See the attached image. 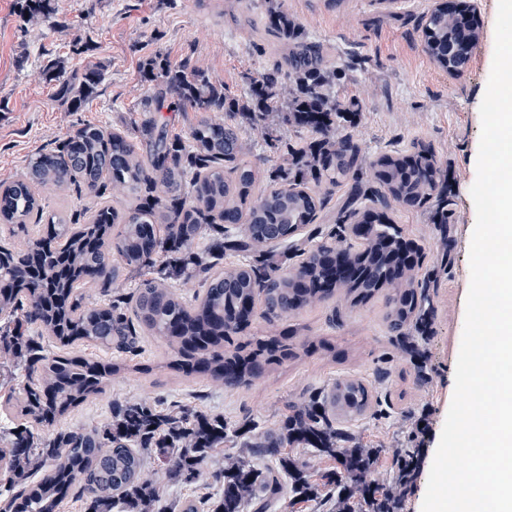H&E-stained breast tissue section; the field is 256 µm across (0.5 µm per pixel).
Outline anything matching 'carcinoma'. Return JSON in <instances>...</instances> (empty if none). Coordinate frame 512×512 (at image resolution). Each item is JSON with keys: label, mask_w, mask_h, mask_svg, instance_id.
Wrapping results in <instances>:
<instances>
[{"label": "carcinoma", "mask_w": 512, "mask_h": 512, "mask_svg": "<svg viewBox=\"0 0 512 512\" xmlns=\"http://www.w3.org/2000/svg\"><path fill=\"white\" fill-rule=\"evenodd\" d=\"M270 17L296 44L285 73L295 84V99L285 104L269 97L257 104L255 117L264 121L286 108L295 119L302 102L321 114L312 124L320 140L288 154L279 184L256 194L259 166L236 127L215 118L226 109L224 92L201 72L173 71L166 63L167 89L200 114L188 142L161 130L144 159L125 132L87 123L54 153L33 158L19 179L0 184V224L12 235L28 232L27 221L42 211L37 186H83L98 195L108 181L138 195L122 211L96 208L85 224L56 213L52 237H33L24 251L0 245V352L10 360L0 366V477L15 512H58L77 481L87 512H200L197 498L167 503L143 477L147 461L190 486L224 442L243 435L222 415L189 406L159 410L145 401L113 402L112 420L104 424L45 433L128 369L121 361L79 354L76 345L134 354L140 338L150 336L172 348L164 367L184 378L240 388L297 357V327L235 341L251 326L258 304L270 321L329 301L343 289L353 306L381 300L384 325L396 336L431 326L433 312L418 280L422 248L416 247L411 264L394 269L393 257L413 240L388 210L423 207L433 198L443 177L433 148L414 140L376 156L370 161L375 186L363 189L365 154L349 134L336 130V104L325 93L329 77L319 64V47L304 43L286 14L272 10ZM423 36L429 56L448 68V42L458 37L454 19L433 15L424 20ZM100 80L99 69L87 66L59 84L57 97L76 112ZM347 184L349 198L337 220L339 244L320 240L289 256L268 248L275 236L297 240L316 220L326 195ZM358 220L365 225L363 236L353 230ZM212 229L225 239L203 248L195 244ZM226 251L241 260L221 270L217 260ZM189 271L205 282L191 300L175 291V279ZM131 277L130 308L124 310L108 298L109 288ZM85 288L99 289L103 299L87 305ZM20 369L25 381L17 384ZM373 408L372 386L355 376L287 407L277 428L244 442L248 455L269 459L266 468L234 459L215 476V512H288L301 503L329 502L339 486L336 473L317 482L302 460L288 456L287 449L298 446L339 460L362 487L346 512H401L414 477L404 475V468L418 449H401L402 467L392 483L381 484L375 479L379 450H363L353 468L348 444L354 436L340 427L341 419L364 417ZM323 486L331 492L321 498Z\"/></svg>", "instance_id": "carcinoma-1"}]
</instances>
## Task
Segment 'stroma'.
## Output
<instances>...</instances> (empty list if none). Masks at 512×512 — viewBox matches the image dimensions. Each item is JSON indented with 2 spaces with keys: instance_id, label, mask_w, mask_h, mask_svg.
Returning <instances> with one entry per match:
<instances>
[{
  "instance_id": "obj_1",
  "label": "stroma",
  "mask_w": 512,
  "mask_h": 512,
  "mask_svg": "<svg viewBox=\"0 0 512 512\" xmlns=\"http://www.w3.org/2000/svg\"><path fill=\"white\" fill-rule=\"evenodd\" d=\"M273 5L296 20L308 41L322 44L323 64L337 74V103H359L357 123L339 122L340 130L371 156L421 140L432 145L443 165L444 198H433L426 209L389 212L426 253L419 275L428 281L425 293L434 310L423 347L427 378H418L410 353L387 333L381 302L353 309L340 297L273 323L256 318L252 328L265 334L300 324L311 340L333 342L335 352L299 355L250 387L228 390L158 370L166 346L149 339L139 354L128 356L129 370L114 375L104 393L56 427L104 423L113 401L142 399L163 409L193 402L233 426L251 422L266 431L277 426L287 405L336 379L360 376L372 385L379 404L373 415L344 426L361 447L380 449L377 478L386 483L400 448L412 443L434 457L453 396L470 283L468 242L476 222L470 189L481 134L479 107L492 66L498 0H482L484 38L470 71L457 78L424 49L426 0H50L48 15L27 14L24 0H0V182L16 177L32 157L56 149L85 123L128 131L143 152L152 141L144 127L151 119L166 124L170 135L188 139L198 115L176 107L166 94L164 62L174 68L189 64L222 88L236 104L222 120L237 127L264 175L276 173L289 147L315 135L306 126H263L251 115V82L280 71L281 35L266 20ZM89 65L98 67L101 81L80 111H68L55 95L58 82ZM35 193L46 218L61 210L82 214L98 199L75 186L62 192L46 185ZM445 199L451 214L443 229L434 210ZM144 364L152 365V373H140ZM425 407L431 430L417 438L412 422Z\"/></svg>"
}]
</instances>
